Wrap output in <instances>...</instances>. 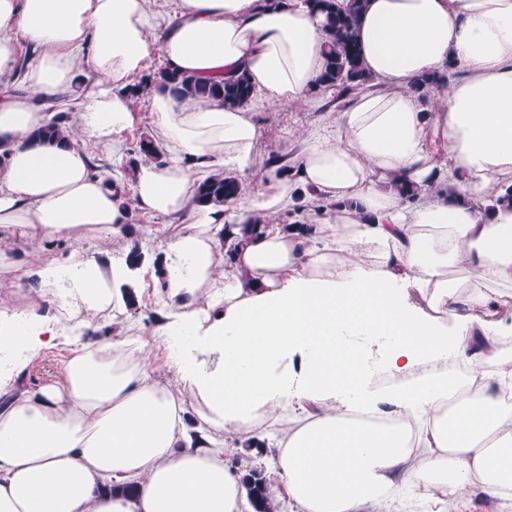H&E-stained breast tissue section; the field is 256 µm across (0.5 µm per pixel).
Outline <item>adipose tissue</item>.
<instances>
[{"label":"adipose tissue","mask_w":512,"mask_h":512,"mask_svg":"<svg viewBox=\"0 0 512 512\" xmlns=\"http://www.w3.org/2000/svg\"><path fill=\"white\" fill-rule=\"evenodd\" d=\"M153 2L0 0V77L19 45L33 52L25 93L0 89V240L27 255L0 248V273L41 290L0 303V512H243L224 436L263 427L279 435L270 495L295 512L512 496V206L498 201L512 181V0H367L359 43L382 89L352 95L303 138L290 176L229 214L196 188L251 170L262 132L248 108L151 92L166 157L129 184L91 169L86 148L30 139L71 110L90 141L114 143L156 56L202 80L247 74L273 103L317 90L325 20L303 0H178L162 26ZM449 66L463 77L423 106L413 83ZM79 77L92 90L74 110ZM293 182L316 193L301 230L245 232L288 207ZM136 212L190 217L162 252L168 309L148 339L124 292ZM86 238L111 259L78 249ZM57 245L66 259L41 263ZM105 318L119 328L103 341ZM50 348L65 352L58 380L19 385ZM452 361L468 372L449 378Z\"/></svg>","instance_id":"adipose-tissue-1"}]
</instances>
